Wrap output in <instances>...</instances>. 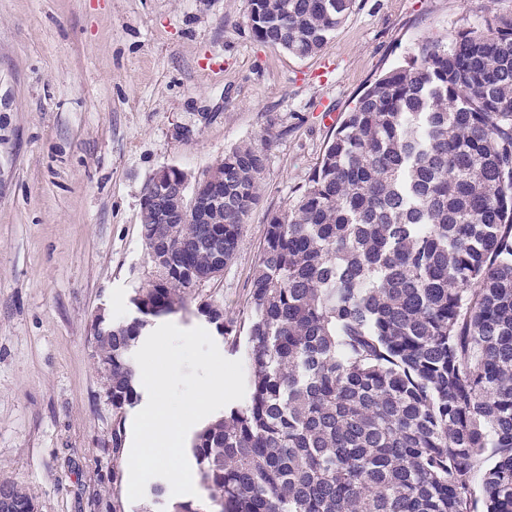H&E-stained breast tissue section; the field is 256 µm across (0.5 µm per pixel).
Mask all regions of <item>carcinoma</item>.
Masks as SVG:
<instances>
[{
    "instance_id": "cac0c4a2",
    "label": "carcinoma",
    "mask_w": 512,
    "mask_h": 512,
    "mask_svg": "<svg viewBox=\"0 0 512 512\" xmlns=\"http://www.w3.org/2000/svg\"><path fill=\"white\" fill-rule=\"evenodd\" d=\"M254 37L318 53L354 0H250ZM271 138L224 154V215L153 224L141 317L96 345L112 405L131 349L233 258ZM248 401L192 440L220 512H512V19L427 37L359 97L253 280ZM28 499L15 484L7 502Z\"/></svg>"
}]
</instances>
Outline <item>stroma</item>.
I'll list each match as a JSON object with an SVG mask.
<instances>
[{"mask_svg": "<svg viewBox=\"0 0 512 512\" xmlns=\"http://www.w3.org/2000/svg\"><path fill=\"white\" fill-rule=\"evenodd\" d=\"M249 0H0V482L35 512H172L162 478L128 497L137 406L112 407L95 320L135 315L154 269L141 193L162 167L198 176L269 133L261 201L221 276L169 315L246 360L242 325L270 214L305 188L335 124L426 37L452 39L512 0H355L321 52L259 42Z\"/></svg>", "mask_w": 512, "mask_h": 512, "instance_id": "1", "label": "stroma"}]
</instances>
